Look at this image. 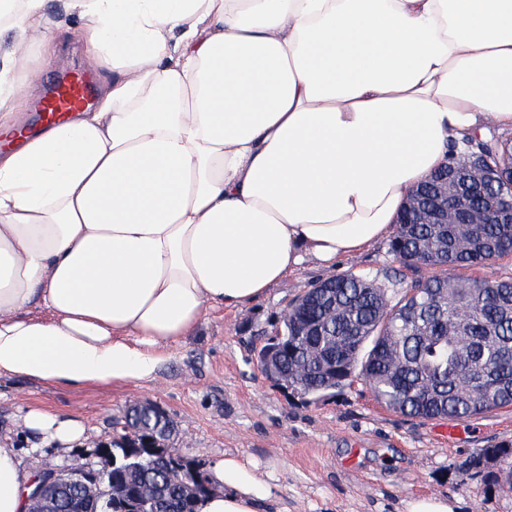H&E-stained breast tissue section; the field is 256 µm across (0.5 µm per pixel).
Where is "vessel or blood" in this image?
<instances>
[{"mask_svg":"<svg viewBox=\"0 0 512 512\" xmlns=\"http://www.w3.org/2000/svg\"><path fill=\"white\" fill-rule=\"evenodd\" d=\"M94 76L77 69L57 72L33 106L43 125L49 126L86 108L97 93Z\"/></svg>","mask_w":512,"mask_h":512,"instance_id":"b4317fda","label":"vessel or blood"}]
</instances>
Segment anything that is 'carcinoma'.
<instances>
[{
  "instance_id": "cac0c4a2",
  "label": "carcinoma",
  "mask_w": 512,
  "mask_h": 512,
  "mask_svg": "<svg viewBox=\"0 0 512 512\" xmlns=\"http://www.w3.org/2000/svg\"><path fill=\"white\" fill-rule=\"evenodd\" d=\"M492 164L512 163V142L485 144ZM389 252L404 267L439 273L399 290L391 276L340 274L332 298L309 288L288 319L279 320L256 360L278 357L275 383L313 401L333 396L358 375L378 402L409 418L463 419L512 405V279H466L464 267L512 254V224H398ZM470 382L463 399L458 382ZM164 413L126 418L109 444L112 498L61 484L55 512H195L207 495L200 466L171 449L164 463L147 437L170 439Z\"/></svg>"
}]
</instances>
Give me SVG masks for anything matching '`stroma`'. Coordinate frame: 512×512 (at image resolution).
Wrapping results in <instances>:
<instances>
[{"label": "stroma", "instance_id": "stroma-1", "mask_svg": "<svg viewBox=\"0 0 512 512\" xmlns=\"http://www.w3.org/2000/svg\"><path fill=\"white\" fill-rule=\"evenodd\" d=\"M44 24L63 40L52 60L34 58L32 96L63 65L93 67L74 33L69 0H48ZM343 273H389L405 287L416 278L383 240L331 267L307 262L247 306L206 309L188 337L169 347L153 381L94 389L1 377L0 446L13 449L25 469L97 465L100 447L118 438L130 407L149 403L174 421V447L202 470L228 453L257 463L274 487L269 512H398L403 500L429 495L456 500L459 512H512V481L499 464L475 461L480 449L512 448V406L467 419L452 441L447 420L397 414L362 381L314 403L258 370L254 352L284 308L312 284ZM33 408L79 419L84 437L70 448L42 442L22 427Z\"/></svg>", "mask_w": 512, "mask_h": 512}]
</instances>
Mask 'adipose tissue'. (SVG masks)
I'll use <instances>...</instances> for the list:
<instances>
[{"label":"adipose tissue","instance_id":"1","mask_svg":"<svg viewBox=\"0 0 512 512\" xmlns=\"http://www.w3.org/2000/svg\"><path fill=\"white\" fill-rule=\"evenodd\" d=\"M47 0L0 32V113ZM111 79L94 108L0 152V377L149 381L206 306H244L305 262L386 238L453 145L512 128V0H71ZM48 319L28 317L32 305ZM23 426L62 447L78 420ZM33 475L0 447V512ZM199 512H264L226 455Z\"/></svg>","mask_w":512,"mask_h":512}]
</instances>
